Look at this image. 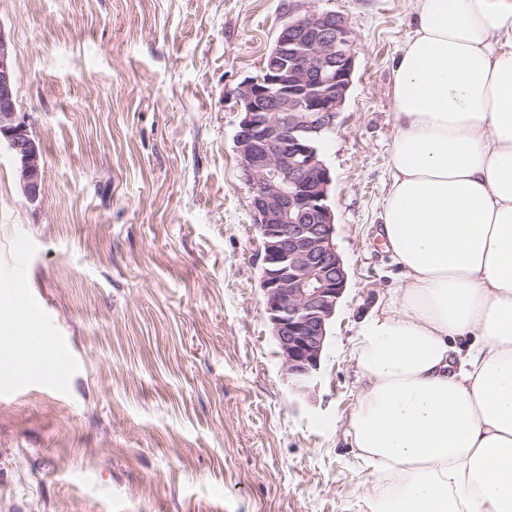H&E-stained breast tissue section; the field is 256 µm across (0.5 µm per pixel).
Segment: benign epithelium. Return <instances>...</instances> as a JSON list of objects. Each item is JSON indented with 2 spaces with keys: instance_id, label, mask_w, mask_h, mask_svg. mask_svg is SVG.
I'll return each mask as SVG.
<instances>
[{
  "instance_id": "obj_1",
  "label": "benign epithelium",
  "mask_w": 512,
  "mask_h": 512,
  "mask_svg": "<svg viewBox=\"0 0 512 512\" xmlns=\"http://www.w3.org/2000/svg\"><path fill=\"white\" fill-rule=\"evenodd\" d=\"M355 39L333 11H288L260 74L237 91L235 147L263 249L265 312L283 365L303 390L319 369L348 274L334 242L332 176L320 143L336 127L355 71ZM16 60L0 27V146L27 199L42 192L44 154L18 111Z\"/></svg>"
}]
</instances>
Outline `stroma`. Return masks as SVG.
I'll use <instances>...</instances> for the list:
<instances>
[{
  "instance_id": "1",
  "label": "stroma",
  "mask_w": 512,
  "mask_h": 512,
  "mask_svg": "<svg viewBox=\"0 0 512 512\" xmlns=\"http://www.w3.org/2000/svg\"><path fill=\"white\" fill-rule=\"evenodd\" d=\"M342 15L356 67L321 145L348 274L296 391L267 321L237 90L298 4ZM417 0H0L31 204L0 151V318L22 278L69 345L65 393L0 399V512H369L352 351L399 268L377 235L394 61Z\"/></svg>"
}]
</instances>
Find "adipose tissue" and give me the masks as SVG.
<instances>
[{
    "instance_id": "adipose-tissue-1",
    "label": "adipose tissue",
    "mask_w": 512,
    "mask_h": 512,
    "mask_svg": "<svg viewBox=\"0 0 512 512\" xmlns=\"http://www.w3.org/2000/svg\"><path fill=\"white\" fill-rule=\"evenodd\" d=\"M349 421L371 512H512V0H419Z\"/></svg>"
}]
</instances>
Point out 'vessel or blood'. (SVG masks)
I'll return each instance as SVG.
<instances>
[{
  "label": "vessel or blood",
  "instance_id": "vessel-or-blood-1",
  "mask_svg": "<svg viewBox=\"0 0 512 512\" xmlns=\"http://www.w3.org/2000/svg\"><path fill=\"white\" fill-rule=\"evenodd\" d=\"M12 307L21 321L34 322L39 318L38 305L24 288H17L13 294ZM37 341L43 353L39 361L30 355L27 347L14 345L13 365L17 379L25 385L36 384L50 392H62L69 365L67 344L62 337L45 330L39 331Z\"/></svg>",
  "mask_w": 512,
  "mask_h": 512
}]
</instances>
